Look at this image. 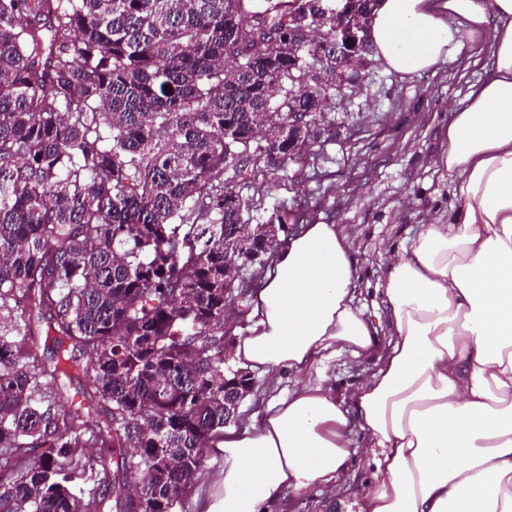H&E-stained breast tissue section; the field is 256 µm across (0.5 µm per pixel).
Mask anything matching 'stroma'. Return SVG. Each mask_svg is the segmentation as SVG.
I'll list each match as a JSON object with an SVG mask.
<instances>
[{"label":"stroma","instance_id":"stroma-1","mask_svg":"<svg viewBox=\"0 0 512 512\" xmlns=\"http://www.w3.org/2000/svg\"><path fill=\"white\" fill-rule=\"evenodd\" d=\"M471 54L470 45H463L456 58L419 76L373 68L362 87L329 112L336 138L312 147L305 162L289 161L258 177L263 188L250 223H263L281 207L292 213L297 227L335 224L350 235L354 303L367 317L379 313L377 287L391 251L418 234L428 212L447 209L452 201L451 176L431 160L448 148L453 109L485 77ZM383 368V362L340 353L325 360L321 370L345 395ZM317 373L253 371L254 387L240 404V418L263 412L272 397L314 380ZM370 478L361 455H353L339 486L286 496L272 512H353Z\"/></svg>","mask_w":512,"mask_h":512}]
</instances>
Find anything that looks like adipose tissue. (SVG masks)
<instances>
[{
	"label": "adipose tissue",
	"instance_id": "adipose-tissue-1",
	"mask_svg": "<svg viewBox=\"0 0 512 512\" xmlns=\"http://www.w3.org/2000/svg\"><path fill=\"white\" fill-rule=\"evenodd\" d=\"M369 39L375 63L405 75L490 41L488 74L434 160L459 176L454 202L392 252L383 344L353 304L349 234L309 224L277 251L241 367L299 374L346 352L386 368L345 399L319 376L225 432L207 512H269L358 452L373 469L358 512H512V0H377Z\"/></svg>",
	"mask_w": 512,
	"mask_h": 512
}]
</instances>
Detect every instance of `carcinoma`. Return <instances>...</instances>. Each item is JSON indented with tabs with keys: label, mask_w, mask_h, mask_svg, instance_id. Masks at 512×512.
Instances as JSON below:
<instances>
[{
	"label": "carcinoma",
	"mask_w": 512,
	"mask_h": 512,
	"mask_svg": "<svg viewBox=\"0 0 512 512\" xmlns=\"http://www.w3.org/2000/svg\"><path fill=\"white\" fill-rule=\"evenodd\" d=\"M297 2L0 0V512H178L224 435L236 187L373 67L330 51L375 0H309L317 44Z\"/></svg>",
	"instance_id": "1"
}]
</instances>
